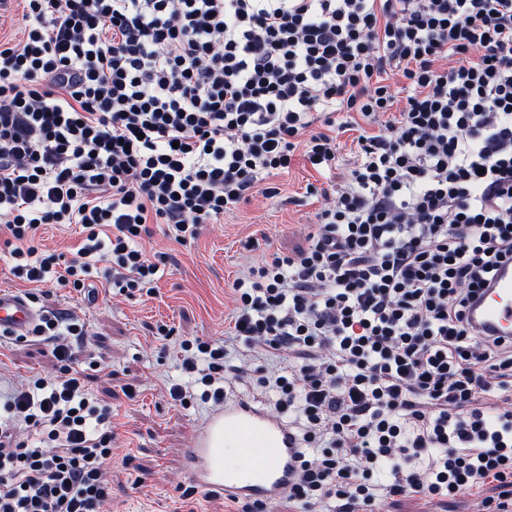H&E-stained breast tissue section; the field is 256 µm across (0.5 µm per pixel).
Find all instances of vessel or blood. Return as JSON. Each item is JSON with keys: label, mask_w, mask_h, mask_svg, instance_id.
<instances>
[{"label": "vessel or blood", "mask_w": 512, "mask_h": 512, "mask_svg": "<svg viewBox=\"0 0 512 512\" xmlns=\"http://www.w3.org/2000/svg\"><path fill=\"white\" fill-rule=\"evenodd\" d=\"M39 316L25 295L0 289V331L27 333ZM471 317L512 338V272H503L480 294ZM228 448L238 454L236 467L224 462ZM183 457L188 481L197 491L232 501H276L295 479V444L287 425L271 411L238 398L219 403L198 424Z\"/></svg>", "instance_id": "vessel-or-blood-1"}]
</instances>
